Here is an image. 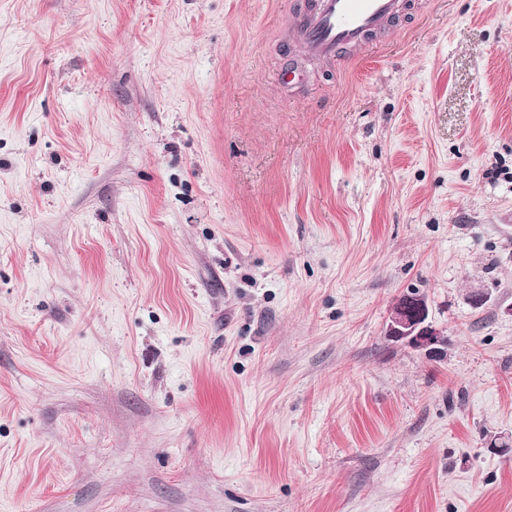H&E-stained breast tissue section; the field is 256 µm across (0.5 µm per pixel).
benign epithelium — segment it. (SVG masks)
<instances>
[{"mask_svg": "<svg viewBox=\"0 0 512 512\" xmlns=\"http://www.w3.org/2000/svg\"><path fill=\"white\" fill-rule=\"evenodd\" d=\"M386 336L402 341L414 348L438 353L441 330L429 320V308L425 297L412 294L398 298L392 308L386 326Z\"/></svg>", "mask_w": 512, "mask_h": 512, "instance_id": "1", "label": "benign epithelium"}]
</instances>
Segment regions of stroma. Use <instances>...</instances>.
Segmentation results:
<instances>
[{"label": "stroma", "mask_w": 512, "mask_h": 512, "mask_svg": "<svg viewBox=\"0 0 512 512\" xmlns=\"http://www.w3.org/2000/svg\"><path fill=\"white\" fill-rule=\"evenodd\" d=\"M305 2L0 0V512H512V0ZM309 1V8L294 19L293 30L307 54L326 60L384 32L403 8L401 0ZM385 334L393 341H402L434 354L439 352L436 346L441 343L442 336L441 330L429 320L427 300L418 294L396 300Z\"/></svg>", "instance_id": "stroma-1"}]
</instances>
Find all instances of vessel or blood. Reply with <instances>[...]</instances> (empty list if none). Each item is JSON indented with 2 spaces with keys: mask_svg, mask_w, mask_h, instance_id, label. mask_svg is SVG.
<instances>
[{
  "mask_svg": "<svg viewBox=\"0 0 512 512\" xmlns=\"http://www.w3.org/2000/svg\"><path fill=\"white\" fill-rule=\"evenodd\" d=\"M402 8L401 0H312L294 19L293 30L307 54L333 59L384 32Z\"/></svg>",
  "mask_w": 512,
  "mask_h": 512,
  "instance_id": "vessel-or-blood-1",
  "label": "vessel or blood"
}]
</instances>
